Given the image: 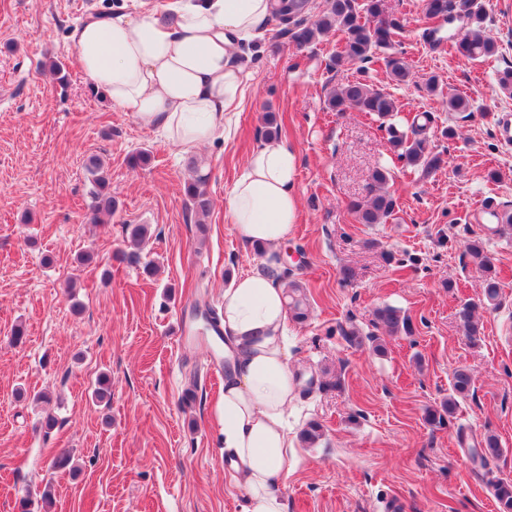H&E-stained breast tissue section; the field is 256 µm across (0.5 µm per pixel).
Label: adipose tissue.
I'll list each match as a JSON object with an SVG mask.
<instances>
[{
  "label": "adipose tissue",
  "mask_w": 512,
  "mask_h": 512,
  "mask_svg": "<svg viewBox=\"0 0 512 512\" xmlns=\"http://www.w3.org/2000/svg\"><path fill=\"white\" fill-rule=\"evenodd\" d=\"M271 0H162L159 7L91 14L70 38L82 72L114 107L173 145L193 150L230 130L251 86L240 54L263 33ZM298 160L287 144L261 143L227 198L237 236L264 250V268L224 291L220 320L224 454L244 493L242 512H285L271 486L294 454L286 410L296 398L288 367L286 298L275 258L296 219Z\"/></svg>",
  "instance_id": "obj_1"
}]
</instances>
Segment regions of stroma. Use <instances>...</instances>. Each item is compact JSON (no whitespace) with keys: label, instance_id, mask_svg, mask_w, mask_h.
Here are the masks:
<instances>
[{"label":"stroma","instance_id":"1","mask_svg":"<svg viewBox=\"0 0 512 512\" xmlns=\"http://www.w3.org/2000/svg\"><path fill=\"white\" fill-rule=\"evenodd\" d=\"M75 2L0 0V512H21L25 497L32 512H241L224 462V373L210 342L178 340L175 326L219 308L231 281L262 264L225 201L270 113L298 158L300 207L287 242L298 256L288 267L311 304L307 322L288 325L299 380L288 427L298 439L308 423L324 430L316 444L299 440L273 492L286 512H389L393 501L396 512H501L494 487L512 480V233H500L495 215L512 213V142L494 117L512 114V93L496 81L512 68V0H480L498 50L474 62L453 51L456 35L426 16L422 0H385L404 20L395 47L411 76L399 86L380 62L331 70L340 33L299 49L269 24L231 135L191 155L113 107L78 68L73 27L139 0ZM432 75L434 93L425 88ZM354 78L397 99L400 117L428 113L446 165L421 178L392 163L376 118L331 111L330 89ZM454 94L470 111L448 110ZM449 126L451 139L441 135ZM142 151L148 163L131 164ZM92 154L116 201L105 224L90 215ZM381 166L397 214L353 223L347 204L370 194ZM196 179L212 200L201 220L184 192ZM129 224L149 225L150 237L132 243ZM474 237L494 259L501 300L478 308L473 341L457 312L482 292L465 254ZM414 256L416 265L395 264ZM386 305L408 317L410 333L378 328ZM348 321L376 334L381 351L351 345L340 331ZM19 325L26 334L16 343ZM459 366L472 371L473 393L429 424L427 409L447 400ZM102 374L106 406L92 399ZM41 391L49 403L34 401ZM490 432L500 453L482 461L473 447ZM62 452L71 466L50 470Z\"/></svg>","mask_w":512,"mask_h":512}]
</instances>
